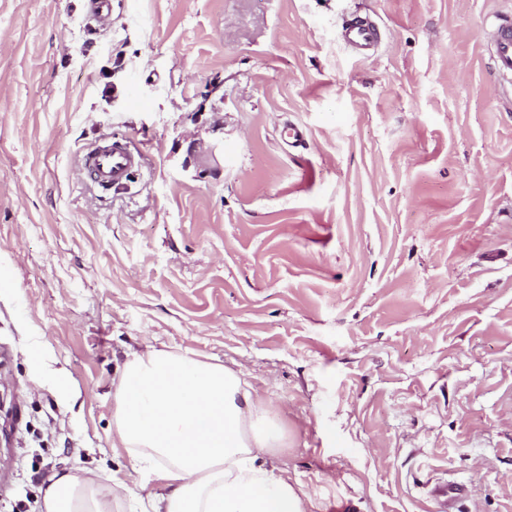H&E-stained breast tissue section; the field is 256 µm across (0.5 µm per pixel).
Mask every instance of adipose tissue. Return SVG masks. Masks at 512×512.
I'll list each match as a JSON object with an SVG mask.
<instances>
[{"mask_svg":"<svg viewBox=\"0 0 512 512\" xmlns=\"http://www.w3.org/2000/svg\"><path fill=\"white\" fill-rule=\"evenodd\" d=\"M114 400L113 447L166 489L142 512H306L301 488L263 462L286 440L281 414L242 373L150 346L126 360ZM122 491L101 493L89 470L57 473L42 512H112Z\"/></svg>","mask_w":512,"mask_h":512,"instance_id":"ef3b65f1","label":"adipose tissue"}]
</instances>
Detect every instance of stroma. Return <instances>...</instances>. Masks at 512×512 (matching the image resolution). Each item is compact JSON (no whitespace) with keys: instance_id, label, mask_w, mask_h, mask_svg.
<instances>
[{"instance_id":"stroma-1","label":"stroma","mask_w":512,"mask_h":512,"mask_svg":"<svg viewBox=\"0 0 512 512\" xmlns=\"http://www.w3.org/2000/svg\"><path fill=\"white\" fill-rule=\"evenodd\" d=\"M512 0H0V512L112 445L146 345L240 371L309 512H512ZM370 17V56L344 26ZM305 133L288 143L289 127ZM123 141L126 186L74 174ZM483 33L490 36L496 76L512 80V12L488 17Z\"/></svg>"}]
</instances>
